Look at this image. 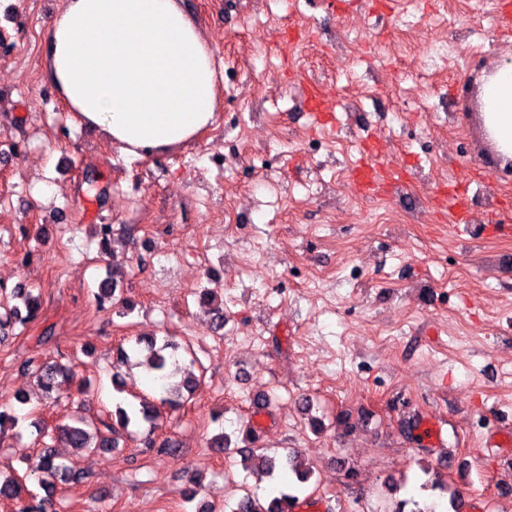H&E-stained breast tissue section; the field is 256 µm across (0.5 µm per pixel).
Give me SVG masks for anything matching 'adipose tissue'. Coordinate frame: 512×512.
Returning <instances> with one entry per match:
<instances>
[{
    "instance_id": "obj_1",
    "label": "adipose tissue",
    "mask_w": 512,
    "mask_h": 512,
    "mask_svg": "<svg viewBox=\"0 0 512 512\" xmlns=\"http://www.w3.org/2000/svg\"><path fill=\"white\" fill-rule=\"evenodd\" d=\"M47 68L68 111L125 156L195 140L216 110L212 47L179 0H63ZM480 102L489 140L512 160V63L488 77Z\"/></svg>"
}]
</instances>
